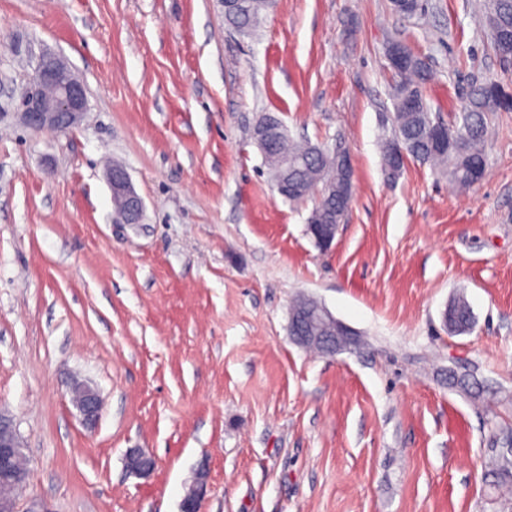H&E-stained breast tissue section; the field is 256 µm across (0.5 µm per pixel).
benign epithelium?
<instances>
[{"instance_id": "benign-epithelium-1", "label": "benign epithelium", "mask_w": 512, "mask_h": 512, "mask_svg": "<svg viewBox=\"0 0 512 512\" xmlns=\"http://www.w3.org/2000/svg\"><path fill=\"white\" fill-rule=\"evenodd\" d=\"M88 99L84 83L59 57L46 54L40 57L29 78L23 94L24 124L34 130H68L76 125L87 111ZM281 135L280 127L267 120L254 131L260 149L272 154L274 143ZM112 195L120 202L118 218L124 224L141 223L144 203L135 192L127 170L122 166L112 168L107 175ZM338 226H312L310 233L322 249L332 247ZM327 329L321 336L310 333V313L305 308L293 309L288 322V333L292 341L308 350L316 347L328 356L346 351L356 344L355 333L338 321L330 312ZM71 402L83 421L93 426L102 411V399L97 388L89 382L75 381L69 386ZM128 473L143 477L156 467L155 457L142 448H130L125 455ZM0 468L9 471L13 483L0 489V512H18L15 489L23 484L27 476V459L22 453L19 436L10 419L0 413ZM208 473L199 470L193 484L181 502V512H201V504L207 488Z\"/></svg>"}]
</instances>
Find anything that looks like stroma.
<instances>
[{
    "instance_id": "obj_1",
    "label": "stroma",
    "mask_w": 512,
    "mask_h": 512,
    "mask_svg": "<svg viewBox=\"0 0 512 512\" xmlns=\"http://www.w3.org/2000/svg\"><path fill=\"white\" fill-rule=\"evenodd\" d=\"M483 0H275L255 34L217 0H0V410L28 459L19 512H512L497 461L512 437V111L496 113L484 180L462 191L417 161L387 178L388 41L434 73L452 119L468 85L512 92ZM86 85L64 132L28 129L43 53ZM342 146L354 195L333 245L312 201L280 197L251 131ZM145 203L119 223L106 172ZM317 298L359 346L321 356L288 335ZM469 302L471 333L443 312ZM474 369L471 400L448 369ZM92 382L87 428L67 393ZM157 459L129 475L128 449ZM208 473L206 470H199L194 478L193 484L185 494L181 502L180 512H200L201 504L207 488Z\"/></svg>"
}]
</instances>
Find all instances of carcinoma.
Here are the masks:
<instances>
[{
    "label": "carcinoma",
    "mask_w": 512,
    "mask_h": 512,
    "mask_svg": "<svg viewBox=\"0 0 512 512\" xmlns=\"http://www.w3.org/2000/svg\"><path fill=\"white\" fill-rule=\"evenodd\" d=\"M268 6L269 0H241V7L227 21L238 31L251 34L259 27ZM483 19L490 34L494 22L497 28L512 32V0H489ZM391 72L395 79L394 113L392 133L384 147L385 171L393 167V154L400 146L413 160L435 170H446L448 178L458 187H473L472 169L477 165L487 167L483 145L492 116L512 111V104L506 102L509 93L497 81L476 82L470 86L461 112L447 123L432 112L423 94V86L430 80L431 73L422 58L408 51L405 65ZM411 99L417 101L415 111L405 106V101ZM275 153L288 159V170L282 172L294 185L288 200H314L308 223H341L348 201L334 191L340 170L332 152L319 154L316 146L297 143L284 135L276 142ZM473 325L469 304L461 296L454 298L447 307L445 327L448 333L465 334ZM448 383L476 397L483 395V389L469 370L448 369Z\"/></svg>",
    "instance_id": "obj_1"
}]
</instances>
